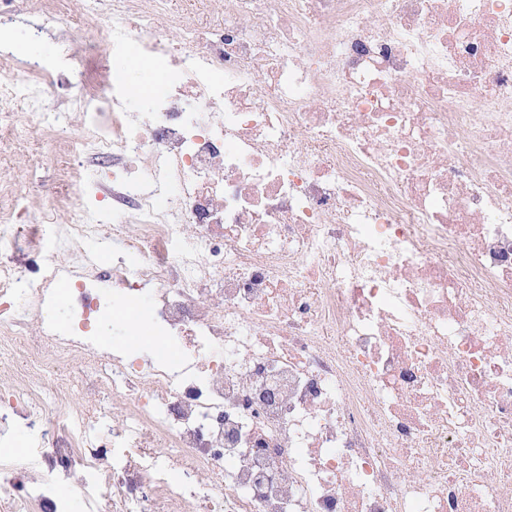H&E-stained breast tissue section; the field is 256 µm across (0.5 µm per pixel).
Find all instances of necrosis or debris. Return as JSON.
Here are the masks:
<instances>
[{
    "mask_svg": "<svg viewBox=\"0 0 512 512\" xmlns=\"http://www.w3.org/2000/svg\"><path fill=\"white\" fill-rule=\"evenodd\" d=\"M91 2L170 70L139 123L86 65L0 78V138L91 115L111 208L76 202L57 248H123L70 272L82 332L31 336L60 269L0 224V425L35 439L0 512L58 510L19 469L86 512H512V0H182L175 39L172 0ZM107 294L176 352L92 354ZM80 356L121 421L59 410Z\"/></svg>",
    "mask_w": 512,
    "mask_h": 512,
    "instance_id": "1",
    "label": "necrosis or debris"
}]
</instances>
